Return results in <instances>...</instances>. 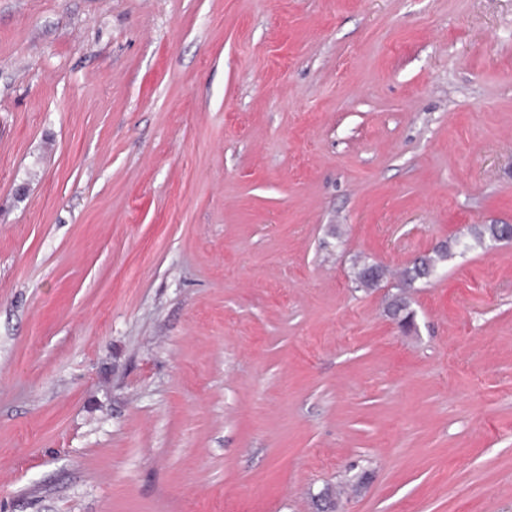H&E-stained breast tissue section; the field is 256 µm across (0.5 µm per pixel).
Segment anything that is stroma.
<instances>
[{
    "mask_svg": "<svg viewBox=\"0 0 512 512\" xmlns=\"http://www.w3.org/2000/svg\"><path fill=\"white\" fill-rule=\"evenodd\" d=\"M512 0H0V512H512ZM502 234V226L498 224L477 225L471 228L468 240L453 239L434 249L432 254L420 256L413 262L412 266L404 271L398 291L393 294L388 302V312L400 314L406 327L410 326L414 318L412 292L415 284L418 281L433 277L440 269L441 264L448 260V257L454 255V250L461 248L468 252L477 247L484 248L492 237L502 236Z\"/></svg>",
    "mask_w": 512,
    "mask_h": 512,
    "instance_id": "1",
    "label": "stroma"
}]
</instances>
